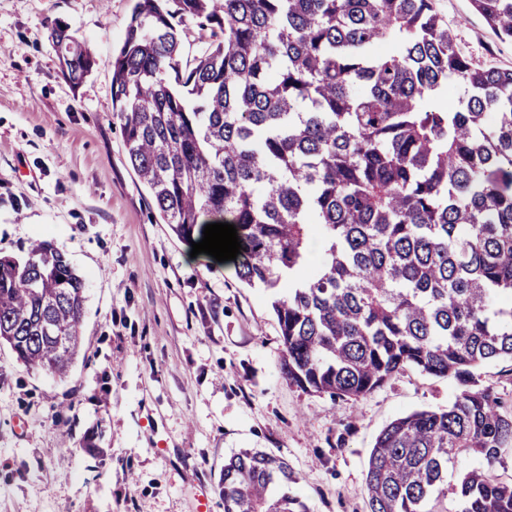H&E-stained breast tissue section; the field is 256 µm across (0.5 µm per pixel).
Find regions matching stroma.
I'll use <instances>...</instances> for the list:
<instances>
[{
    "label": "stroma",
    "instance_id": "35a3bbf8",
    "mask_svg": "<svg viewBox=\"0 0 512 512\" xmlns=\"http://www.w3.org/2000/svg\"><path fill=\"white\" fill-rule=\"evenodd\" d=\"M134 0H0V251L49 241L87 279L83 357L59 380L0 346V512H224V461L285 458L308 512H367L377 434L454 400L453 381L414 369L353 401L307 393L280 372L266 296L234 266L163 224L112 119V53ZM459 47L512 67L471 0L438 4ZM88 42L78 88L48 39Z\"/></svg>",
    "mask_w": 512,
    "mask_h": 512
}]
</instances>
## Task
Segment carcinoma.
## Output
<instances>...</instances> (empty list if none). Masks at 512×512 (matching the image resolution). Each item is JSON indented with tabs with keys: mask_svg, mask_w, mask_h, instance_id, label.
I'll list each match as a JSON object with an SVG mask.
<instances>
[{
	"mask_svg": "<svg viewBox=\"0 0 512 512\" xmlns=\"http://www.w3.org/2000/svg\"><path fill=\"white\" fill-rule=\"evenodd\" d=\"M438 0H135L112 59V119L163 223L186 243L235 225L239 279L269 292L280 371L360 399L406 368L453 380L444 410L386 425L369 512H512L493 466L512 413L477 384L512 363V68L462 52ZM512 40V0H471ZM205 38L184 57L182 32ZM51 41L77 88L90 48ZM86 279L35 240L0 253V344L67 376ZM478 456L448 486V468ZM284 458L224 462V512H307Z\"/></svg>",
	"mask_w": 512,
	"mask_h": 512,
	"instance_id": "obj_1",
	"label": "carcinoma"
}]
</instances>
